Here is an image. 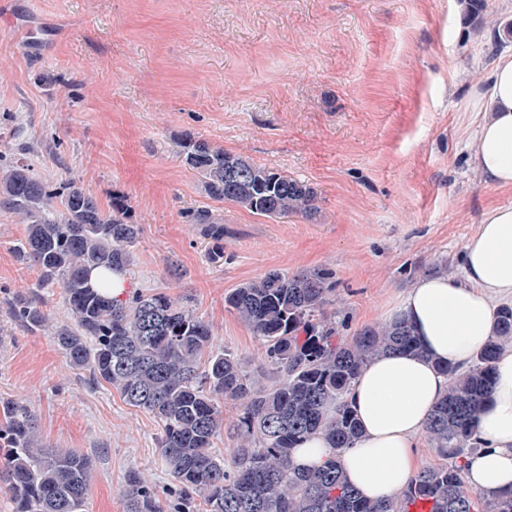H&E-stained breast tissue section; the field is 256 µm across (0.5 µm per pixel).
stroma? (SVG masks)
Returning <instances> with one entry per match:
<instances>
[{
	"label": "stroma",
	"instance_id": "obj_1",
	"mask_svg": "<svg viewBox=\"0 0 512 512\" xmlns=\"http://www.w3.org/2000/svg\"><path fill=\"white\" fill-rule=\"evenodd\" d=\"M501 0H0V152L17 141L36 173L77 180L102 208L124 198L142 227L129 287L187 300L247 372L263 343L228 309L233 288L268 271L324 269L345 338L385 321L420 275L462 277V252L512 188L469 163L467 107L512 41ZM314 187L318 212L269 219L211 200L184 160L186 139ZM224 224V262L189 210ZM26 226L0 210V400L27 401L43 441L92 460L86 512H124L136 471L172 486L159 426L107 385H89L51 338L71 324L60 287L39 285L15 246ZM174 262L182 278L170 277ZM37 294L48 327L15 323Z\"/></svg>",
	"mask_w": 512,
	"mask_h": 512
}]
</instances>
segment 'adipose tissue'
Wrapping results in <instances>:
<instances>
[{"label":"adipose tissue","mask_w":512,"mask_h":512,"mask_svg":"<svg viewBox=\"0 0 512 512\" xmlns=\"http://www.w3.org/2000/svg\"><path fill=\"white\" fill-rule=\"evenodd\" d=\"M469 109L479 116L472 162L493 184L512 187V52L499 54L474 89ZM463 278L420 276L389 311L411 326L425 356L393 353L370 361L348 396L363 434L342 454L348 482L363 497L385 499L416 473L414 450L435 403L448 388L441 370L470 367L494 327L498 298L512 296V205L489 209L465 245ZM479 450L468 459L471 489H512V346L495 363L489 398L475 416Z\"/></svg>","instance_id":"adipose-tissue-1"}]
</instances>
